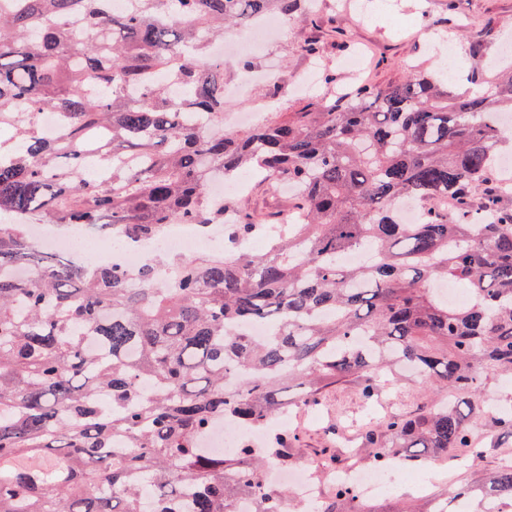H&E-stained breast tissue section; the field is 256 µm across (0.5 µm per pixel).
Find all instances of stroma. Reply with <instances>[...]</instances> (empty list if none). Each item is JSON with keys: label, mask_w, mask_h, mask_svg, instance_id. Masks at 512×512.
Segmentation results:
<instances>
[{"label": "stroma", "mask_w": 512, "mask_h": 512, "mask_svg": "<svg viewBox=\"0 0 512 512\" xmlns=\"http://www.w3.org/2000/svg\"><path fill=\"white\" fill-rule=\"evenodd\" d=\"M358 2L312 0L309 15L283 21L279 38L253 56L255 68H263L273 59L279 64V78L284 84L315 68L334 73L337 85L343 86L350 81L344 61L358 51L365 80L385 86L405 80L417 69L436 71L447 67L445 44L433 35L436 29L444 27L451 33L460 47L456 54L460 60L465 57L464 47L471 42L487 40L493 51L512 37V0H368L369 17L365 20L357 14ZM311 40L317 45L313 53L305 50ZM327 89V84L321 82L307 93L276 99L269 84L257 82L245 96L227 98L225 110L255 111L268 104L276 112H301ZM236 200L242 209L275 223L287 211L290 196L273 182L252 178ZM299 395L296 386L287 392L288 429L298 437L294 459L314 472L316 490L325 500L334 485L333 470L353 460L350 449H358L354 460L359 465L368 464L363 448L369 430L378 427L387 415H409L429 402L425 384L407 376L399 377L372 401L364 400L353 383L329 389L314 407L301 405ZM473 436L485 449L481 459L473 462L460 453L445 462L425 463L426 472L434 479L424 485L416 481L414 467L399 462L402 479L382 497L366 500L368 512H395L403 501L430 502L461 486L476 485L485 475L512 465V431L487 424L476 427Z\"/></svg>", "instance_id": "stroma-1"}]
</instances>
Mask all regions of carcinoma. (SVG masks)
I'll return each instance as SVG.
<instances>
[{
	"label": "carcinoma",
	"instance_id": "1",
	"mask_svg": "<svg viewBox=\"0 0 512 512\" xmlns=\"http://www.w3.org/2000/svg\"><path fill=\"white\" fill-rule=\"evenodd\" d=\"M0 0V512H305L267 463L276 447L212 454L220 422L260 427L295 382L315 405L359 382L369 400L406 365L446 390L368 435L379 466L479 459L487 374L512 376V208L494 158L512 111V65L495 80L468 50V88L437 72L330 92L310 112L224 129V28L306 0ZM28 111L58 114L46 138ZM251 171L297 194L262 254L164 257L128 270L38 250L26 224H83L129 242L167 224L259 222L210 183ZM402 199L423 205L401 221ZM368 247V261L343 256ZM177 263L174 282L157 268ZM467 293L448 302L440 283ZM267 323L266 336L231 333ZM512 502V466L431 512ZM320 512H362L336 488Z\"/></svg>",
	"mask_w": 512,
	"mask_h": 512
}]
</instances>
